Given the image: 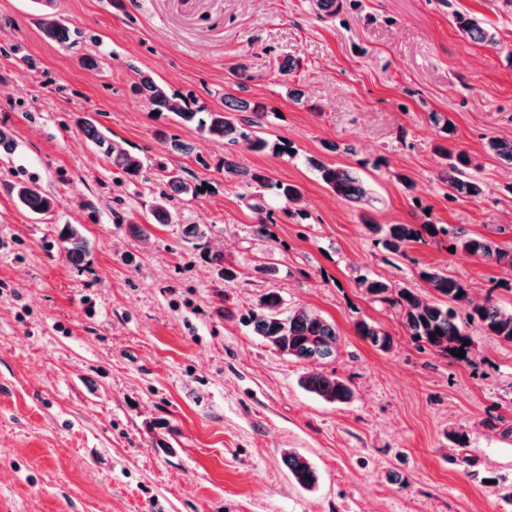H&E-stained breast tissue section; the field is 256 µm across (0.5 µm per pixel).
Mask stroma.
Here are the masks:
<instances>
[{"label":"stroma","instance_id":"stroma-1","mask_svg":"<svg viewBox=\"0 0 512 512\" xmlns=\"http://www.w3.org/2000/svg\"><path fill=\"white\" fill-rule=\"evenodd\" d=\"M54 11L76 45L44 38L36 0H0V128L14 139L0 153V512H512L492 483L512 477V345L473 323L468 359L420 348L359 286L368 275L429 299L419 272L431 266L475 302L512 308L502 267L455 246L487 236L512 251V166L485 150L512 140V6L342 0L322 17L311 0H54ZM458 14L481 19L498 46L464 40ZM286 56L307 106L284 94ZM242 63L250 78L239 86ZM140 72L204 111L228 94L263 99L269 147L237 159L298 185L302 214L268 199V234L257 235L262 219L218 165L223 145L152 112L131 91ZM431 112L452 120L480 197L449 195ZM84 113L147 168L164 159L195 186L171 223L150 222L161 176L115 172L77 129ZM174 138L191 153L172 150ZM311 155L357 171L374 204L337 197ZM23 178L54 197L50 212L17 205L10 189ZM366 218L448 233L391 254ZM137 222L150 223L149 239ZM65 224L90 243L77 266ZM188 224L209 238L185 240ZM268 264L274 276L262 274ZM272 288L284 310L336 324L323 369L350 384L351 401L305 391L306 363L243 324ZM361 320L388 332L391 350L358 336ZM288 451L314 467L313 488L289 476Z\"/></svg>","mask_w":512,"mask_h":512}]
</instances>
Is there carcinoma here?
Returning a JSON list of instances; mask_svg holds the SVG:
<instances>
[{
    "mask_svg": "<svg viewBox=\"0 0 512 512\" xmlns=\"http://www.w3.org/2000/svg\"><path fill=\"white\" fill-rule=\"evenodd\" d=\"M39 4L45 10L43 34L60 45H70L71 31L52 12L53 0H39ZM456 26L464 39L471 43L497 45L495 34L473 16L456 15ZM295 68V60L286 57L278 64V74L289 102L303 106L306 103L305 92L291 79ZM136 92L144 96L152 110L168 112L183 122L195 121L211 139L224 143V175L247 189L255 185L259 187V191L246 196L251 209L258 213L265 210L267 191L291 205L302 204L303 195L296 185L273 180L233 160V151L237 146L242 145L257 152L267 147V142L257 134L268 117L265 102L226 95L222 107L205 112L200 117L185 99L168 93L149 76H140ZM75 123L85 137L126 176L131 179L147 178L142 160L110 137L93 118L79 116ZM486 150L512 165V140L492 139L486 143ZM439 153L446 160L441 179L448 185L449 194L468 197L482 195L481 184L468 173L473 161L467 154H455L444 147L439 149ZM307 164L338 197L351 202H362L369 197L368 184L352 170L327 164L316 157L307 158ZM166 178L165 187L158 192L151 205V215L158 224H166L171 219V202L175 196L191 191V186L181 177L168 174ZM11 192L24 209L34 214L45 213L55 204L54 198L34 180L15 182ZM364 227L375 237L377 244L395 254L406 253L412 244L423 242L427 237L435 238L441 233H448V229L435 224H376L368 220L364 222ZM60 238L65 243L64 249L69 259L78 262L84 258L88 244L78 228L71 224L64 225ZM457 243L461 249L479 259L506 268L512 276V252L503 250L493 239L460 236ZM420 277L437 295V299L425 300L408 288H397L375 278L363 277L360 285L374 300L398 312L403 326L419 346H427L446 357L452 356V351L462 349L463 358L466 359L472 352V345L469 344L471 338L463 323L458 321V313L449 307L451 303L465 310L466 322H478L485 335L512 344V308H503L489 298L482 304L473 302L463 282L439 269H425L420 272ZM281 307L282 299L276 291L265 293L264 299L248 315L247 323L253 333L277 352L302 362L323 363L336 357L339 343L336 324L311 308H297L284 314ZM356 328L364 340L379 350L388 351L392 347V338L383 329L366 322L358 323ZM438 330L441 331L439 335L436 334ZM300 385L329 403H347L353 397L350 385L333 373L310 369L301 377ZM283 462L300 486L310 488L317 483V473L305 457L290 452L284 456Z\"/></svg>",
    "mask_w": 512,
    "mask_h": 512,
    "instance_id": "1",
    "label": "carcinoma"
}]
</instances>
